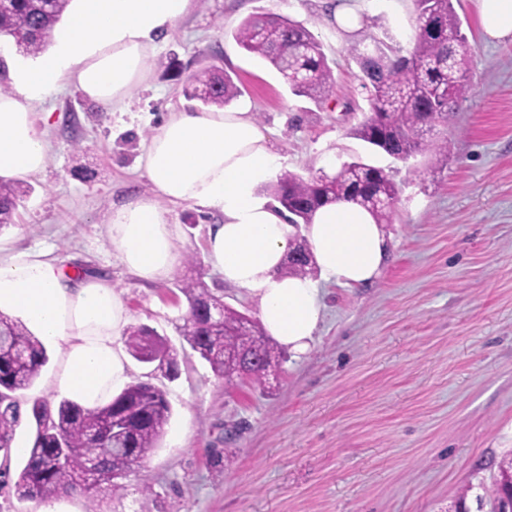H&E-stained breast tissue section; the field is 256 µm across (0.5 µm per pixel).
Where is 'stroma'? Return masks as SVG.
<instances>
[{
	"mask_svg": "<svg viewBox=\"0 0 512 512\" xmlns=\"http://www.w3.org/2000/svg\"><path fill=\"white\" fill-rule=\"evenodd\" d=\"M359 6L361 27L346 30L327 20L322 0H193L121 108L71 85L38 105L50 115L49 160L0 240L107 277L130 325L177 348L188 307L182 279L259 317L257 302L208 260L214 210L169 205L179 255L197 259L170 279L144 281L112 250L113 208L152 189L136 166L148 133L168 113L198 107L183 94L194 73L216 64L231 75L241 91L232 109L272 130L282 171L308 179L359 158L391 171L400 189L382 227L381 275L360 287L325 285L308 351L283 352L265 387L226 384L194 354L180 355L172 380L133 362L131 382L163 389L172 417L106 512H448L462 494L479 512L477 496L512 457V42H484L476 0H458L473 92L448 124L447 162L400 161L351 133L368 102L350 49L366 32L410 49L412 0ZM263 13L303 22L322 43L335 78L329 100L294 95L238 46L239 23Z\"/></svg>",
	"mask_w": 512,
	"mask_h": 512,
	"instance_id": "35a3bbf8",
	"label": "stroma"
}]
</instances>
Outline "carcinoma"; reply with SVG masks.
<instances>
[{"mask_svg": "<svg viewBox=\"0 0 512 512\" xmlns=\"http://www.w3.org/2000/svg\"><path fill=\"white\" fill-rule=\"evenodd\" d=\"M71 0H6L0 5V37H20L17 52L35 57L44 52L49 36L63 20ZM415 34L408 54L374 36L364 49H352L367 93L369 115L352 135L396 158L417 152L430 154L437 164L448 158V138L441 129L467 98L466 36L453 0H413ZM237 44L260 57L286 80L293 94L316 103L334 93L335 80L322 45L300 21L276 14L245 18L234 33ZM190 100L223 108L241 91L223 68L212 65L197 71L183 90ZM31 192L24 181H0V227L13 223L17 205ZM390 172L360 159L342 163L336 172L305 179L283 174L271 194L295 216L294 224H308L321 207L340 201L367 210L375 222L386 224L398 200ZM282 268L288 275L312 270L308 246L300 242ZM189 306L183 336L190 349L205 360L215 375L230 382L242 375L263 386L266 367L280 356L277 343L263 326L237 310L224 307L223 322L204 316L209 305L222 304L199 280L181 281ZM129 353L142 363H155L169 378L178 371L179 353L156 330L131 326L125 333ZM49 361L42 341L24 323L0 313V453L9 469L11 445L22 419L17 393L29 389ZM32 427L29 457L14 483L18 501L45 502L62 495L81 494L88 512H103L101 505L124 485L118 480L133 472L136 460L158 447L171 418L165 394L148 383L125 387L110 402L85 409L67 400L53 405L35 399L27 410ZM116 418L123 423L128 448L119 451L101 441L91 447L92 431ZM482 499L491 507L505 506L500 481L484 489Z\"/></svg>", "mask_w": 512, "mask_h": 512, "instance_id": "1", "label": "carcinoma"}]
</instances>
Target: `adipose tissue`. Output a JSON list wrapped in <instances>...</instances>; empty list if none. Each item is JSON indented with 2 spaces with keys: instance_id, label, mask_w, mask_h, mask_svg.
I'll return each instance as SVG.
<instances>
[{
  "instance_id": "1",
  "label": "adipose tissue",
  "mask_w": 512,
  "mask_h": 512,
  "mask_svg": "<svg viewBox=\"0 0 512 512\" xmlns=\"http://www.w3.org/2000/svg\"><path fill=\"white\" fill-rule=\"evenodd\" d=\"M192 0H71L50 49L16 63L14 90L0 94V181L23 179L47 163L44 131L34 107L69 84L94 102L122 105L146 78V62ZM483 38L512 41V0H477ZM137 166L153 186L112 212L110 238L120 262L145 281L170 277L178 266L165 203L214 209L206 250L225 284L258 303L269 336L305 352L322 318L320 283L362 286L387 261L380 225L363 208L340 201L295 229L260 194L275 179L280 156L272 132L248 112H172L151 136ZM303 234L318 278L283 274ZM0 313L21 320L58 347L53 388L93 409L129 380L121 336L129 314L108 278L66 275L50 252L0 245Z\"/></svg>"
}]
</instances>
